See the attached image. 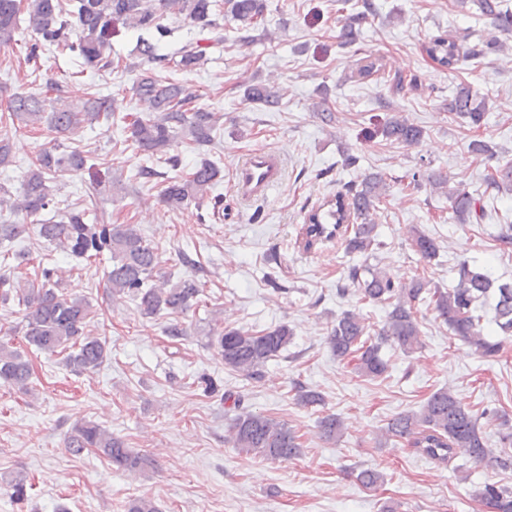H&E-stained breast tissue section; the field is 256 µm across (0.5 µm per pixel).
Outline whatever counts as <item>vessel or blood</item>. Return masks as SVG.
Instances as JSON below:
<instances>
[{"label": "vessel or blood", "mask_w": 512, "mask_h": 512, "mask_svg": "<svg viewBox=\"0 0 512 512\" xmlns=\"http://www.w3.org/2000/svg\"><path fill=\"white\" fill-rule=\"evenodd\" d=\"M284 163L273 150L260 148L241 159L233 171V186L242 199H264L282 182Z\"/></svg>", "instance_id": "b4317fda"}]
</instances>
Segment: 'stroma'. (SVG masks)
Segmentation results:
<instances>
[{"label":"stroma","mask_w":512,"mask_h":512,"mask_svg":"<svg viewBox=\"0 0 512 512\" xmlns=\"http://www.w3.org/2000/svg\"><path fill=\"white\" fill-rule=\"evenodd\" d=\"M372 2L356 44L344 46L338 39L342 20L359 11L361 0H265L263 22H225L223 47L211 50L196 70L177 74L188 92L222 116L211 146L200 150L180 139L171 147L184 170L204 159L219 167L213 192L224 199L220 215L167 208L160 192L169 166L148 161L127 139L128 123L144 110L132 94L142 62L136 33L114 35V69L103 75L79 71L53 52L26 63L34 33L24 24L9 46L0 47V100L16 91L42 98L61 92L73 100L99 92L116 100L118 121L85 126L79 139L93 166L110 160V175L121 191H99L92 167L52 182L57 208H85L93 224L136 225L158 244L162 271L176 279L197 276L204 290L199 306L182 318L186 335L173 338L165 332L168 316L145 319L133 301L112 300L105 288L110 255L77 263L35 235L0 243V252L26 255L19 269L0 266V276L32 278L43 267L62 268L66 292L87 297L95 310L87 333L106 338L111 349L95 372L72 374L59 356L27 345L23 307L0 303V330L34 366L31 392L0 385V512H127L129 502L142 496L152 498L160 512H383L389 503L396 512H487L475 496L479 487L512 488V468L462 457L439 465L404 442L379 437L393 415L417 408L443 387L474 412L495 409L512 416V340L498 360H484L422 304L417 317L423 348L406 354L384 346L389 372L376 380L337 360L326 341L343 311L356 310L378 326L387 308L338 294L345 270L362 257L346 253L336 240L304 251V210L370 173L387 183L372 219L383 243L375 261L394 281L420 275L445 290L456 285L465 261L496 283L512 285V248L498 241L512 224V193L486 195L485 166L469 147L478 136L502 160H512V53L463 61L448 71L424 46L442 33L464 47L486 36L490 24L471 0ZM268 30L276 32L275 40L265 38ZM369 54L379 57L380 71L357 76L353 62ZM397 74L418 78L422 91L393 94L390 80ZM462 82L488 102L480 131L448 112ZM249 84L277 90L280 108L244 102ZM326 108L336 114L329 125L319 119ZM396 113L423 130L418 147L408 149L379 134ZM11 142L15 163L0 170V186L16 194L49 140L44 132L21 127ZM256 148L279 153L285 177L266 201L244 205L233 192L232 171ZM348 154L355 164L345 165ZM148 164L157 177H138ZM433 173L482 197L484 220H449L446 194L427 180ZM413 226L437 243L431 262L414 251ZM186 255L196 267L183 263ZM279 325L292 330L293 340L257 382L225 367L211 345L217 326L260 331ZM207 380L214 392L205 391ZM297 382L321 393L323 404H297ZM228 391L241 395L240 406L223 401ZM239 409L287 422L300 437L301 456L271 461L238 453L228 441V426ZM328 413L345 426L334 444L317 429L318 418ZM83 421L121 436L152 458L153 467L123 471L93 452L73 455L66 438ZM364 469L382 474L377 489L359 483ZM19 480L27 487L21 500L9 494Z\"/></svg>","instance_id":"1"}]
</instances>
